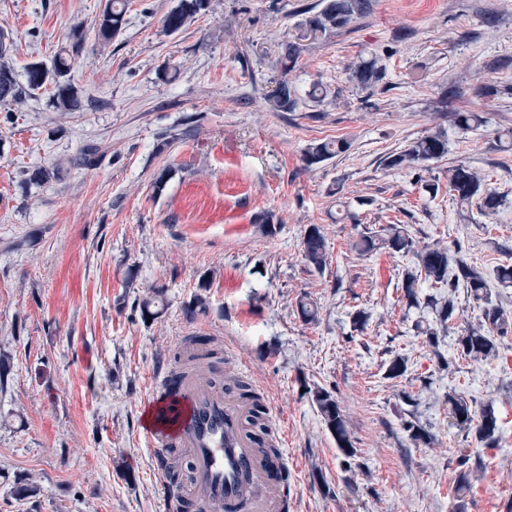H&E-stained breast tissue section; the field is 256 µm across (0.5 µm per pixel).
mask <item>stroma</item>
<instances>
[{
  "label": "stroma",
  "instance_id": "1",
  "mask_svg": "<svg viewBox=\"0 0 512 512\" xmlns=\"http://www.w3.org/2000/svg\"><path fill=\"white\" fill-rule=\"evenodd\" d=\"M106 3L0 0L17 77L84 35L74 111H56L46 90L0 104V512H164L138 411L153 367L198 326L283 420L287 512H512V332L496 355L461 358L457 338L483 312L460 287L447 336L430 345L415 324L435 317L426 298L450 293L423 280L409 302L402 274L416 256L358 248L407 225L417 246L460 251L512 313L496 279L512 264V0H372L346 28L307 38L321 0H209L172 35L162 19L178 0H129L104 44L93 23ZM295 39L301 54L282 72L281 45ZM371 53L386 77L363 91L347 67ZM284 76L299 106L270 111ZM316 83L324 102L308 96ZM458 112L481 125L459 128ZM439 131L443 159L386 167ZM336 138L346 152L305 164L311 143ZM91 146L101 155L83 163ZM457 164L503 196L496 213L454 200ZM40 167L51 178L31 181ZM313 225L321 271L302 254ZM156 288L166 305L150 320L140 304ZM199 297L204 310L187 316ZM304 297L316 321L300 316ZM398 356L408 369L393 377ZM318 387L336 398L354 456L326 428ZM452 394L493 406L492 446L449 417ZM412 423L431 443L412 440ZM27 484L36 496L19 495Z\"/></svg>",
  "mask_w": 512,
  "mask_h": 512
}]
</instances>
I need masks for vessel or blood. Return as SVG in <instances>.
<instances>
[{
  "label": "vessel or blood",
  "mask_w": 512,
  "mask_h": 512,
  "mask_svg": "<svg viewBox=\"0 0 512 512\" xmlns=\"http://www.w3.org/2000/svg\"><path fill=\"white\" fill-rule=\"evenodd\" d=\"M217 365L213 344L188 345L179 362L157 365L142 401L140 427L157 471L167 473L173 449L190 465L186 484L166 486V512H282L285 458L268 448L284 439L266 438L254 424L259 416L276 422L278 412L216 383Z\"/></svg>",
  "instance_id": "b4317fda"
}]
</instances>
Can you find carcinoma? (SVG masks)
I'll return each mask as SVG.
<instances>
[{
    "mask_svg": "<svg viewBox=\"0 0 512 512\" xmlns=\"http://www.w3.org/2000/svg\"><path fill=\"white\" fill-rule=\"evenodd\" d=\"M320 12L309 19V32L327 34L344 28L355 20L365 16L371 9V0H322ZM209 0H179L178 5L163 18V29L173 34L184 29L195 17L208 8ZM128 0H108L99 18L94 22L98 39L109 43L126 24ZM14 42L10 35L0 30V103H20L30 93L52 87V104L59 112H71L78 104V89L71 78L72 58L70 51L62 48L54 56L51 65L31 63L27 66L26 84L22 85L16 78L10 65ZM281 63L283 72H288V65L294 63L301 47L297 42L281 44ZM385 78V69L378 57L362 60L349 67V79L363 91H370ZM272 112H293L299 104L295 89L287 78H282L273 93L267 98ZM350 144L344 139L325 140L309 145L305 152V163L309 166L329 160L346 152ZM448 154V137L439 131L425 136L404 150L386 158L390 168H411L429 161L438 160ZM448 191L461 205H472L479 200V209L487 214L496 212L503 199L497 193L486 188V178L480 171L464 164L448 168ZM387 249L392 253L408 254L414 251V240L404 224L389 225L388 233L383 237L364 236L360 250L371 252ZM304 259L313 267L321 269L326 264V242L319 227L313 225L305 233L302 242ZM416 252V251H414ZM418 264L413 269L405 270L403 288L410 302L416 301L415 285L424 279L437 285L455 288L464 282V288L474 299L483 302L484 322L476 327L470 326L458 336L461 356L474 361L485 359L497 352L496 337L505 336L512 330V316L499 307L490 304L488 285L475 268L460 259H453L448 249L424 247L416 252ZM435 320L426 325H417L419 332L432 342L448 333V322L453 319L456 306L453 295L444 301L434 302ZM314 403L326 427L336 437L338 449L346 456L354 454V448L346 429L340 406L333 395L318 389L314 393ZM449 411L458 423L475 424L478 441L485 444L495 438L498 430L495 410L487 405L482 408L479 420H474L472 405L462 398L448 397Z\"/></svg>",
    "mask_w": 512,
    "mask_h": 512,
    "instance_id": "cac0c4a2",
    "label": "carcinoma"
}]
</instances>
